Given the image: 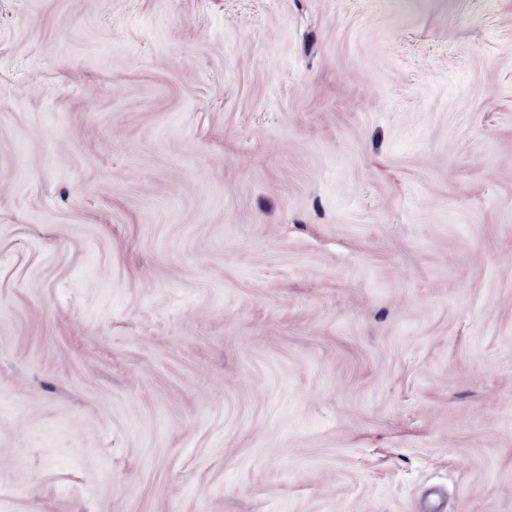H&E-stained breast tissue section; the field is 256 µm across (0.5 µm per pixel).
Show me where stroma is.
<instances>
[{"label": "stroma", "instance_id": "obj_1", "mask_svg": "<svg viewBox=\"0 0 512 512\" xmlns=\"http://www.w3.org/2000/svg\"><path fill=\"white\" fill-rule=\"evenodd\" d=\"M0 512H512V0H0Z\"/></svg>", "mask_w": 512, "mask_h": 512}]
</instances>
